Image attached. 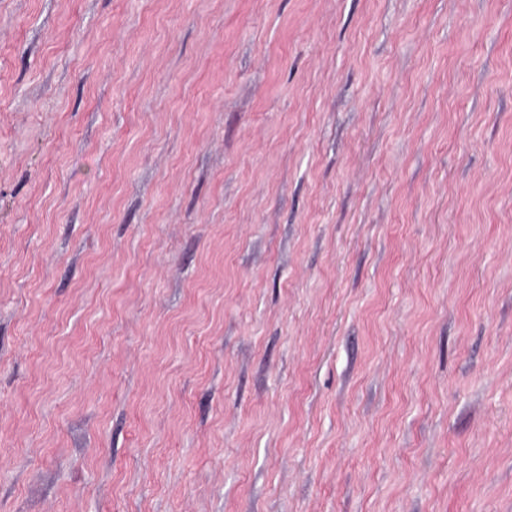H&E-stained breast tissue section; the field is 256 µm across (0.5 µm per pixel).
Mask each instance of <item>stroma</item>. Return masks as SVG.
<instances>
[{
	"label": "stroma",
	"mask_w": 512,
	"mask_h": 512,
	"mask_svg": "<svg viewBox=\"0 0 512 512\" xmlns=\"http://www.w3.org/2000/svg\"><path fill=\"white\" fill-rule=\"evenodd\" d=\"M0 512H512V0H0Z\"/></svg>",
	"instance_id": "stroma-1"
}]
</instances>
